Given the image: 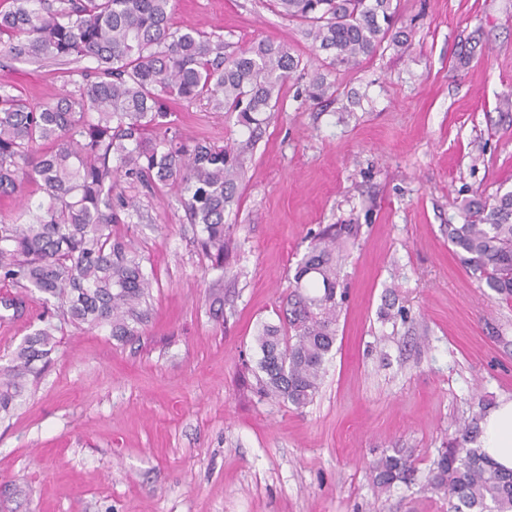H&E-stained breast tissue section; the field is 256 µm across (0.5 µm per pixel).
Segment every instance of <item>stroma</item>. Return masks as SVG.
Returning <instances> with one entry per match:
<instances>
[{
    "instance_id": "stroma-1",
    "label": "stroma",
    "mask_w": 512,
    "mask_h": 512,
    "mask_svg": "<svg viewBox=\"0 0 512 512\" xmlns=\"http://www.w3.org/2000/svg\"><path fill=\"white\" fill-rule=\"evenodd\" d=\"M407 40L331 68L269 0H176L172 23L230 48L270 39L302 58L247 155L225 273L177 195L135 194L117 230L152 276L149 317L120 342L62 324L22 404L0 416V512H448L428 474L460 423L512 399V297L448 248L472 199L512 191V0H393ZM89 61L0 56V90L39 103ZM330 86L310 101L313 76ZM183 132L247 140L207 100L174 104ZM328 224L345 302L313 402L260 397L254 343L277 322L297 262ZM395 296L401 316L380 311ZM9 359L47 308L19 291ZM413 449L412 483L378 493L370 465Z\"/></svg>"
}]
</instances>
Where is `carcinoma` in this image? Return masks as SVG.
Instances as JSON below:
<instances>
[{
	"label": "carcinoma",
	"instance_id": "carcinoma-1",
	"mask_svg": "<svg viewBox=\"0 0 512 512\" xmlns=\"http://www.w3.org/2000/svg\"><path fill=\"white\" fill-rule=\"evenodd\" d=\"M305 26L329 65L348 67L396 41L392 0H272ZM174 0H12L0 11V54L96 66L82 82L37 106L0 92V196L25 183L43 199L28 213L0 216V280L36 290L77 327L138 335L148 317L150 281L142 259L116 229L138 208L127 188H168L180 196L198 244L224 269L231 227L225 215L243 174L240 146L189 138L171 119L170 104L208 98L253 133L262 114L279 108L285 83L301 66L287 46L260 41L228 51L220 35L171 22ZM448 225L460 263L498 294L512 296V191ZM342 244L336 229L316 234L297 264L285 319L254 336L260 393L301 409L316 395L336 340L342 303ZM54 316L27 336L10 364L0 365V414L10 415L37 381L56 347ZM480 428L464 424L429 472L448 495L450 512H512V471L504 472L472 444ZM416 472L414 453L397 450L370 467L387 491Z\"/></svg>",
	"mask_w": 512,
	"mask_h": 512
}]
</instances>
